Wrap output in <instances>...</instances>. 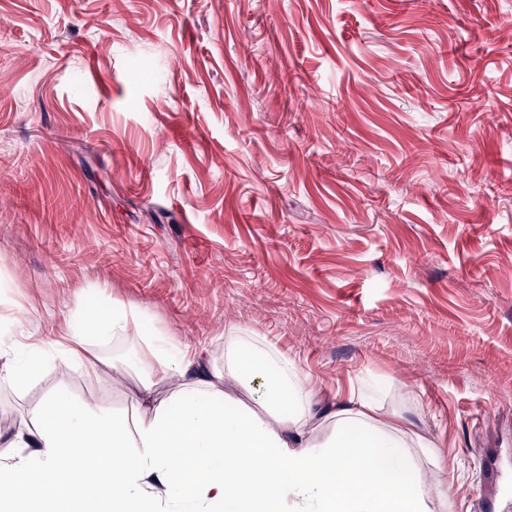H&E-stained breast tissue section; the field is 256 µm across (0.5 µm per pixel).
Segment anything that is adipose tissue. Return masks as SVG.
Returning a JSON list of instances; mask_svg holds the SVG:
<instances>
[{"mask_svg": "<svg viewBox=\"0 0 512 512\" xmlns=\"http://www.w3.org/2000/svg\"><path fill=\"white\" fill-rule=\"evenodd\" d=\"M100 327L126 334L129 315L116 307L86 318L22 356L0 345V385L25 388L51 351L91 377L124 370L90 353L85 331ZM146 343L144 420L132 427L59 396L36 403L29 424L0 444V512H285L289 499L296 512H431L408 421L380 422L373 394L337 401L336 431L317 443L314 391L271 350L247 340L230 353L234 380L260 385L240 407L201 353L164 337Z\"/></svg>", "mask_w": 512, "mask_h": 512, "instance_id": "1", "label": "adipose tissue"}]
</instances>
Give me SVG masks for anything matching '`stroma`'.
<instances>
[{"label":"stroma","mask_w":512,"mask_h":512,"mask_svg":"<svg viewBox=\"0 0 512 512\" xmlns=\"http://www.w3.org/2000/svg\"><path fill=\"white\" fill-rule=\"evenodd\" d=\"M123 307L135 354L46 356L140 418L147 336L238 337L324 397L380 383L453 482L512 512V0H0V340Z\"/></svg>","instance_id":"1"}]
</instances>
